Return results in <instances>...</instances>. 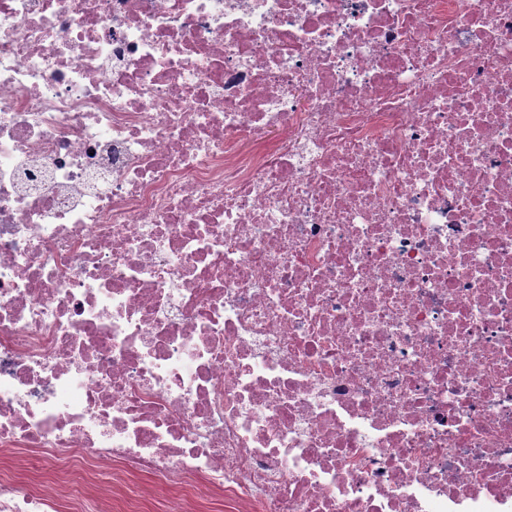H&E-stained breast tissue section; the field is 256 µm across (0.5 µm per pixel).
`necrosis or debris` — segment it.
Here are the masks:
<instances>
[{
  "instance_id": "necrosis-or-debris-1",
  "label": "necrosis or debris",
  "mask_w": 512,
  "mask_h": 512,
  "mask_svg": "<svg viewBox=\"0 0 512 512\" xmlns=\"http://www.w3.org/2000/svg\"><path fill=\"white\" fill-rule=\"evenodd\" d=\"M0 512H512V0H0ZM181 499L179 493L160 487L154 491L151 500H148L150 510L147 512H183Z\"/></svg>"
}]
</instances>
